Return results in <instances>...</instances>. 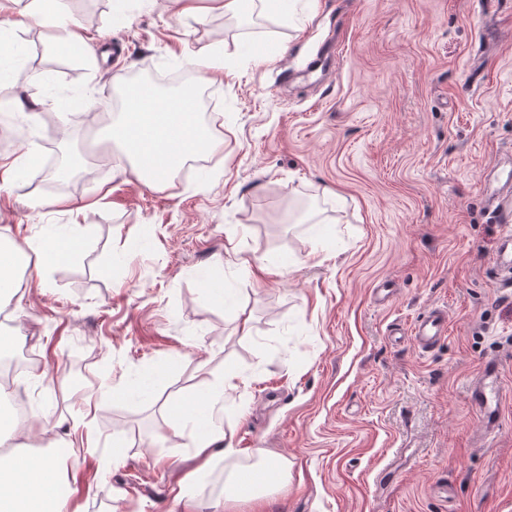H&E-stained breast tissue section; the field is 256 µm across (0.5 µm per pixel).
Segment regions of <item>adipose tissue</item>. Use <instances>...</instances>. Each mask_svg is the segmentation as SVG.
Here are the masks:
<instances>
[{
	"label": "adipose tissue",
	"mask_w": 512,
	"mask_h": 512,
	"mask_svg": "<svg viewBox=\"0 0 512 512\" xmlns=\"http://www.w3.org/2000/svg\"><path fill=\"white\" fill-rule=\"evenodd\" d=\"M31 2V9L19 13L15 10L17 0H0V13L16 14L20 26L36 23L51 41L83 43V35L66 22L63 0ZM111 135L139 181L151 189L174 179L191 157L215 154L224 147L223 137L199 121L184 96L167 95L155 88L149 96L129 102L125 112L113 121ZM80 246L81 238L76 234L43 241L27 238L20 243L0 240V303L16 294L17 267L31 268L39 275L44 263L66 261ZM216 403L217 397L212 394L191 405L178 400L168 407L170 417L192 424L193 446L203 470L216 455L231 460L237 453L233 441L227 440L215 424ZM61 426L58 420L21 421L0 415V512H69L70 501L60 492L61 476L54 457L19 448L24 433L54 435ZM288 469L287 459L272 461L261 454L249 470L227 474L223 500H196L191 487L184 483L179 486L177 498L186 502L191 512H221L224 503L268 495L287 479ZM246 472L253 473L255 479L252 488L243 492L238 484Z\"/></svg>",
	"instance_id": "adipose-tissue-1"
}]
</instances>
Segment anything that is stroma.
I'll list each match as a JSON object with an SVG mask.
<instances>
[{"label": "stroma", "mask_w": 512, "mask_h": 512, "mask_svg": "<svg viewBox=\"0 0 512 512\" xmlns=\"http://www.w3.org/2000/svg\"><path fill=\"white\" fill-rule=\"evenodd\" d=\"M112 2L65 0L81 49L0 25L30 48L0 83V158L27 157L0 170V236L76 224L84 241L0 307L6 358L40 375L11 396L66 420L53 453L75 512H189L175 494L192 428L164 407L206 385L239 458H214L201 501L261 450L288 458V480L236 512H512V287L494 276L505 227L488 202L512 166V0H296L245 22L170 0H125L117 21ZM340 13L335 70L306 72ZM202 49L223 152L158 189L101 161L90 143L113 114L93 105L115 77L193 75ZM72 99L81 117H65ZM74 155L77 179L39 181ZM435 306L448 334L431 351L393 339ZM489 361L491 433L467 395Z\"/></svg>", "instance_id": "stroma-1"}]
</instances>
